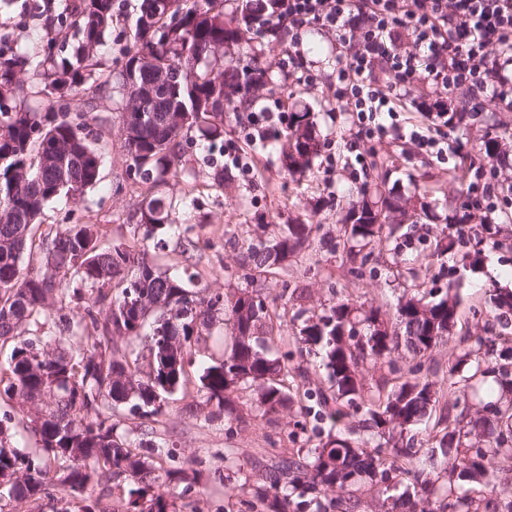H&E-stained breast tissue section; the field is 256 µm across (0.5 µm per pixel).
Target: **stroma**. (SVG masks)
I'll return each instance as SVG.
<instances>
[{"label": "stroma", "mask_w": 512, "mask_h": 512, "mask_svg": "<svg viewBox=\"0 0 512 512\" xmlns=\"http://www.w3.org/2000/svg\"><path fill=\"white\" fill-rule=\"evenodd\" d=\"M138 6L139 0H115L116 20L99 49L100 58L112 71L121 69L132 46L130 28ZM301 39L303 65L293 78L288 74L287 44L265 45L259 38H250L249 49L261 51L269 82L249 112H277L284 106L292 112L309 109L322 143L312 170L292 177L283 168L281 150L288 145L287 128L274 126L267 144L261 146L248 137L249 112L225 110L223 140L195 139L182 158L183 174L169 179L164 187L178 203L177 221L193 225L197 249L189 258L171 243L159 252L157 262L173 271L189 268L200 287L211 293L248 289L253 273L241 267L240 254L254 239L257 225L291 224L300 219L312 224L313 245L263 279L261 296L266 303L286 321L298 308L320 314L339 299L365 310L380 309L391 318L409 291L392 263L391 252L383 251L371 261L358 280L349 274L350 263L336 246L338 221L346 215L350 199L380 182L385 190L405 198L418 197L439 217H446L484 164L475 151L478 140L512 134V112H494L470 129L449 132V141L458 142L459 148L443 160L404 140L358 142L357 149L367 163L365 174H358L344 161V145L354 132L326 95L325 77L334 67L335 42L331 34L316 29L303 31ZM121 111L119 99H103L97 120L90 123L89 138L102 150L100 182L83 198L62 197L49 203L45 223L97 224L107 240L129 238L127 218L139 199L122 179L126 152L117 132ZM231 143L242 163L229 165L230 180L222 190H212L210 166L224 162V147ZM468 250L463 244L457 256L432 260L422 270L421 279L425 290L437 295L449 283H456L461 296L457 332L479 336L488 320V289L495 285L512 289V223L500 245L483 247L477 264L461 261V254ZM235 407L238 418L212 422L205 417L196 386L168 399L161 438L179 462H204L203 478L186 497L183 512H267L264 505L252 502L249 493L263 465L277 457L307 452L319 442L312 430L300 427L297 407L259 416L249 389L236 393ZM235 486L240 489L236 495L231 492Z\"/></svg>", "instance_id": "stroma-1"}]
</instances>
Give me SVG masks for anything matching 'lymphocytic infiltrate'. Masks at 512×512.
<instances>
[{"label":"lymphocytic infiltrate","instance_id":"1","mask_svg":"<svg viewBox=\"0 0 512 512\" xmlns=\"http://www.w3.org/2000/svg\"><path fill=\"white\" fill-rule=\"evenodd\" d=\"M272 23L287 25L294 50L303 29L332 34L339 53L328 88L358 139L406 137L445 159L447 111L423 108L409 130L399 120L398 101L421 78L461 111L512 110V0H284Z\"/></svg>","mask_w":512,"mask_h":512}]
</instances>
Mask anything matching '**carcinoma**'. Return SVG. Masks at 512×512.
Wrapping results in <instances>:
<instances>
[{"instance_id": "carcinoma-1", "label": "carcinoma", "mask_w": 512, "mask_h": 512, "mask_svg": "<svg viewBox=\"0 0 512 512\" xmlns=\"http://www.w3.org/2000/svg\"><path fill=\"white\" fill-rule=\"evenodd\" d=\"M140 0L132 30L133 45L122 69L100 67L97 48L114 22V0H68L57 11L37 12L45 32L43 57L35 62L13 44L0 46V512H25L47 499L53 512H177L176 500L191 494L198 473L182 464L162 467L163 447L154 442L168 396L187 388L196 350L216 325L230 347L197 377L207 419L234 413L232 394L257 391L259 409L269 416L313 396L290 387L304 377L268 349L284 321L264 304L258 290L229 294L192 291V279L159 271L147 259L148 241L165 245L178 235L182 253L195 250L191 227L173 223L174 202L157 190L181 173L183 144L196 132L214 142L224 136V112H210L217 95L246 109L253 91L265 85L257 61L224 64V48L242 34L268 28L272 0H245L226 14L220 0ZM163 65L179 75L178 93H161L145 106L143 118L118 126L127 150L126 174L145 185L139 196L153 207L157 221L147 224L135 212L130 239L106 242L96 224L43 225L45 205L65 194L79 198L99 181L101 151L88 140L86 117L103 95L127 102L129 79L155 80ZM85 111L55 110V101L76 91ZM182 113H177V110ZM321 151L310 113L289 119L291 174L308 169ZM480 153L495 166L508 153L503 139L485 136ZM354 224L338 233L343 251L364 275L373 260L370 247L390 240L404 224L433 221L432 210L401 197L362 193L348 213ZM456 213L448 227L432 235V256L450 253L465 233ZM312 225L282 224L268 238L247 245L242 265L270 273L312 245ZM499 225H481L475 246L498 243ZM415 294L401 299L395 323L387 326L375 309L364 317L349 300H338L317 316L298 309L290 323L300 325L299 343L324 355L328 386L315 394L317 417L336 424L361 412L351 437L327 433L305 455L280 458L264 466L253 498L270 512H358L349 488L370 485L383 498L385 512H512V499L477 498L468 486H494L501 463L512 462V290L489 291L492 320L485 335L458 339L448 379L491 377L499 397L484 408L490 415L469 421L458 411L460 398L438 408L437 381L418 362L391 386L366 390L359 366L408 353L430 356L453 336L460 300L448 292L426 299L417 273ZM439 416L428 434L426 464L409 468L419 449L407 430ZM139 419L136 428L126 414ZM35 437L32 448L15 445L16 425ZM363 430L391 448L383 457L359 446L352 434ZM338 490L329 498L323 491ZM119 490L120 508L103 500Z\"/></svg>"}]
</instances>
